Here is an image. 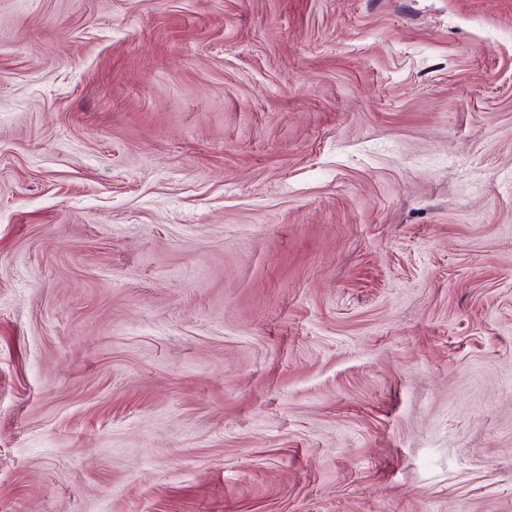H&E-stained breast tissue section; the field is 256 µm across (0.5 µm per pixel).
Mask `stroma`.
Returning a JSON list of instances; mask_svg holds the SVG:
<instances>
[{
	"mask_svg": "<svg viewBox=\"0 0 512 512\" xmlns=\"http://www.w3.org/2000/svg\"><path fill=\"white\" fill-rule=\"evenodd\" d=\"M0 512H512V0H0Z\"/></svg>",
	"mask_w": 512,
	"mask_h": 512,
	"instance_id": "obj_1",
	"label": "stroma"
}]
</instances>
